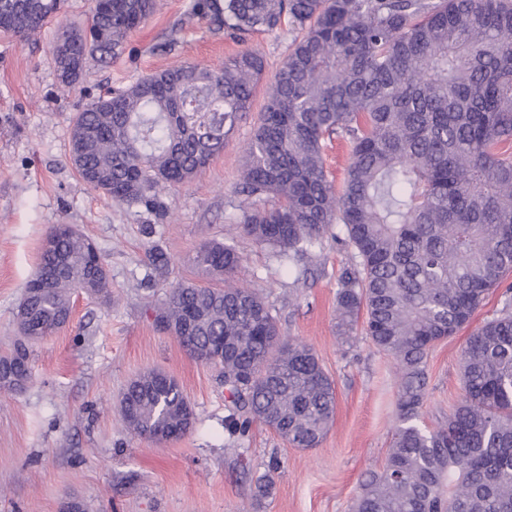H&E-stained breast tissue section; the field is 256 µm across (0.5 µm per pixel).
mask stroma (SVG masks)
<instances>
[{
    "instance_id": "stroma-1",
    "label": "stroma",
    "mask_w": 512,
    "mask_h": 512,
    "mask_svg": "<svg viewBox=\"0 0 512 512\" xmlns=\"http://www.w3.org/2000/svg\"><path fill=\"white\" fill-rule=\"evenodd\" d=\"M195 3L157 0L121 54L88 59L68 92L52 54L57 24L84 26L93 0H63L57 19L30 39L0 31V354L17 336V307L54 226L73 225L95 244L112 289L107 303L73 293L69 323L30 348L31 380L17 392L0 389V512H62L71 499L85 512H350L366 473L386 462L397 371L362 322H339L337 278L351 257L333 238L340 225L323 249L292 265L241 228L245 148L292 34L256 33L242 45L198 16ZM245 47L265 62L252 108L194 179L162 192L153 210L114 204L82 181L70 131L87 103L182 63L219 68ZM211 240L235 246V284L255 289L281 334L312 348L334 381L335 420L320 447H292L258 422L229 438L224 420L234 405L221 368L192 359L157 328L154 307L173 285L204 282L190 258ZM502 306V289L491 290L469 325L432 348L421 428H436L460 400L465 341ZM150 368L174 376L195 412L192 429L163 444L132 434L119 409L126 384Z\"/></svg>"
}]
</instances>
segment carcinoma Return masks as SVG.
Returning a JSON list of instances; mask_svg holds the SVG:
<instances>
[{"label": "carcinoma", "mask_w": 512, "mask_h": 512, "mask_svg": "<svg viewBox=\"0 0 512 512\" xmlns=\"http://www.w3.org/2000/svg\"><path fill=\"white\" fill-rule=\"evenodd\" d=\"M95 0L84 30L58 27L78 70L57 48L61 81L78 82L88 58L115 55L155 0ZM60 0H0V29L26 38ZM198 15L243 39L288 21L292 50L269 88L245 150L243 229L293 263L323 249L331 226L353 250L337 283L347 324L366 310L365 333L400 371L396 426L382 471L360 486L352 512H512V291L498 315L468 336L463 394L448 421L416 424L427 357L469 323L512 273V0H202ZM264 60L245 49L218 70L182 64L92 100L74 122L70 159L90 188L117 204L153 207L164 188L191 181L224 149L251 111ZM349 150L341 189L327 179L325 140ZM41 252V292L26 285L20 331H39L0 357L18 388L30 376L27 343L52 335L70 314V290L109 297L95 246L56 226ZM242 258L209 242L193 257L205 275L233 277ZM156 320L194 359L224 371L236 411L232 437L259 421L295 448H315L333 422V381L305 344L280 336L249 288L183 282ZM134 434L157 442L185 435L194 411L178 381L137 375L120 398Z\"/></svg>", "instance_id": "obj_1"}]
</instances>
